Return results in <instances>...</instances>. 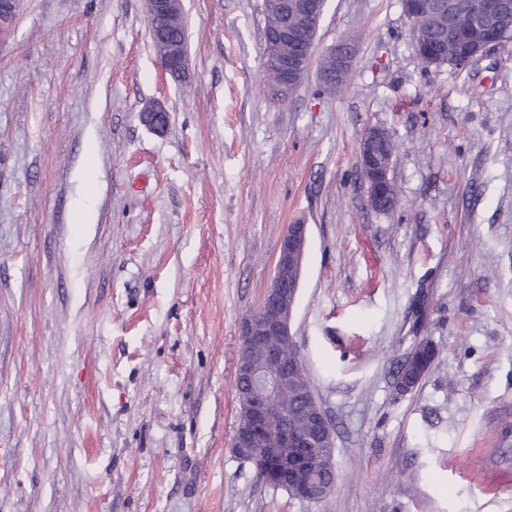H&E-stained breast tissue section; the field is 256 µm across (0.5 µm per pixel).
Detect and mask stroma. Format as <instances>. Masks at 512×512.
Segmentation results:
<instances>
[{"instance_id": "obj_1", "label": "stroma", "mask_w": 512, "mask_h": 512, "mask_svg": "<svg viewBox=\"0 0 512 512\" xmlns=\"http://www.w3.org/2000/svg\"><path fill=\"white\" fill-rule=\"evenodd\" d=\"M183 12L179 80L146 0H19L0 23V512H512V40L428 67L402 0H327L280 97L263 0ZM372 127L395 145L387 213L360 172ZM298 219L292 332L334 426L318 502L231 447L241 324ZM328 55H333L336 59V71H335V62L331 59L323 58L322 66H321V77L322 79L331 80L332 78H336V82L338 80L344 79L352 57V49L349 43H340L338 45H334L331 47L327 53ZM335 71V72H334ZM326 72H334L332 75L322 74ZM421 343H424L421 349H414L413 357L399 368L397 382L407 380L414 388L429 369L435 357V347L429 341Z\"/></svg>"}]
</instances>
